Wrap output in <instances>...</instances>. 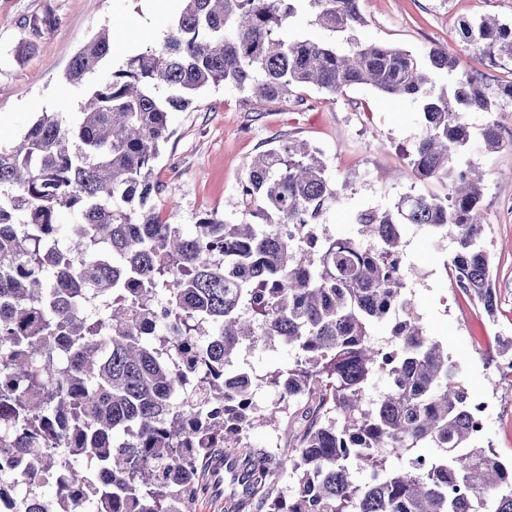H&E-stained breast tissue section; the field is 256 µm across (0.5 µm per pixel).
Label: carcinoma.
Listing matches in <instances>:
<instances>
[{
	"instance_id": "carcinoma-1",
	"label": "carcinoma",
	"mask_w": 512,
	"mask_h": 512,
	"mask_svg": "<svg viewBox=\"0 0 512 512\" xmlns=\"http://www.w3.org/2000/svg\"><path fill=\"white\" fill-rule=\"evenodd\" d=\"M181 2L162 44L107 73L79 111L43 112L0 143V425L37 467L71 469L74 484L53 499L85 496L92 512H195L210 495L224 496V512H512V468L483 446L474 394L421 324L402 266L408 226L451 238L445 268L494 314L465 114L512 101V76L492 88L446 46L420 58L362 40L360 0ZM305 3L324 35L291 32ZM459 29L479 55L512 60V25L481 17ZM120 46V30L103 29L67 83ZM436 73L453 84L435 92ZM220 84L251 112L301 107V87L328 101L361 85L409 99L421 132L406 166L447 193L406 194L357 211L354 234H326L319 219L341 188L324 152L275 137L240 183L244 219L167 224L152 201L170 113ZM480 136L487 153L504 146L495 119ZM382 325L387 345L374 342ZM277 342L294 351L288 365L236 367ZM489 349L512 362V337ZM261 387L272 406L256 403ZM259 425L287 435L280 454L251 443ZM284 470L288 499L272 495Z\"/></svg>"
}]
</instances>
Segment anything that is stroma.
<instances>
[{"instance_id":"stroma-1","label":"stroma","mask_w":512,"mask_h":512,"mask_svg":"<svg viewBox=\"0 0 512 512\" xmlns=\"http://www.w3.org/2000/svg\"><path fill=\"white\" fill-rule=\"evenodd\" d=\"M367 19L365 40L420 54L451 45L463 67L489 76L501 66L481 59L460 41L461 19L493 17L512 23V0H361ZM34 14L45 16L39 34L25 27ZM172 9L161 0H0V138H21L42 112L77 111L95 84H68L71 59L102 29L145 18L137 39L111 54L106 70L122 67L144 42H160ZM303 109L273 107L249 111L241 94L224 86L204 90L188 109L172 113L173 135L157 162L163 185L155 207L169 224L191 229L206 212L238 213L237 189L251 159L276 136L305 140L324 151L330 174L348 180L340 199L322 216L329 234L351 231L359 209L387 208L402 195L420 191L413 177L398 174L402 154L420 133L416 104L387 99L368 86L334 101L300 89ZM509 145L493 154L472 143L469 156L485 173L481 220L492 255L497 311L488 318L481 304L463 299L444 268L452 244L413 229L407 235L406 275L416 309L430 335L447 344L469 390L487 404L485 442L503 460L512 459V380L501 376L488 354L495 336H512V101L496 115Z\"/></svg>"}]
</instances>
